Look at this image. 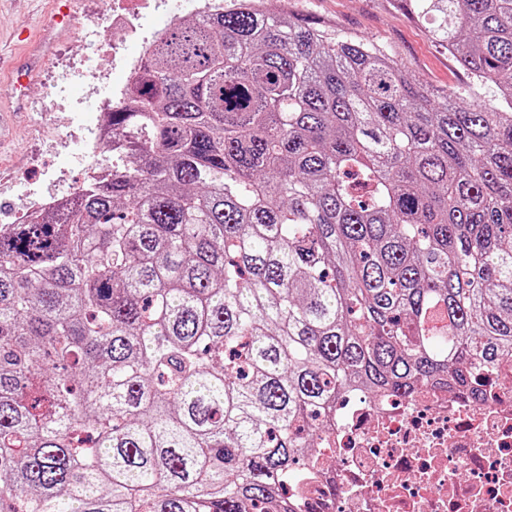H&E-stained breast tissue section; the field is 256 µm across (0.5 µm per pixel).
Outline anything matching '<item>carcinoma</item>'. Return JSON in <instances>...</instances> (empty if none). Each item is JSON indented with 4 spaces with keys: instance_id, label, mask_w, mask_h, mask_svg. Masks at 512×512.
<instances>
[{
    "instance_id": "carcinoma-1",
    "label": "carcinoma",
    "mask_w": 512,
    "mask_h": 512,
    "mask_svg": "<svg viewBox=\"0 0 512 512\" xmlns=\"http://www.w3.org/2000/svg\"><path fill=\"white\" fill-rule=\"evenodd\" d=\"M409 2L475 100L220 0L146 49L109 183L0 229V512H288L349 390L512 362V0Z\"/></svg>"
}]
</instances>
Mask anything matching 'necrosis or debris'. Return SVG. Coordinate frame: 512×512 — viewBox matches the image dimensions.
Listing matches in <instances>:
<instances>
[{
	"label": "necrosis or debris",
	"mask_w": 512,
	"mask_h": 512,
	"mask_svg": "<svg viewBox=\"0 0 512 512\" xmlns=\"http://www.w3.org/2000/svg\"><path fill=\"white\" fill-rule=\"evenodd\" d=\"M287 487L291 512H512V364L477 398L349 392Z\"/></svg>",
	"instance_id": "4bbe7bcc"
}]
</instances>
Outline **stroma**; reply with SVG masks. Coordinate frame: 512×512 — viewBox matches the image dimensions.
Wrapping results in <instances>:
<instances>
[{
  "label": "stroma",
  "mask_w": 512,
  "mask_h": 512,
  "mask_svg": "<svg viewBox=\"0 0 512 512\" xmlns=\"http://www.w3.org/2000/svg\"><path fill=\"white\" fill-rule=\"evenodd\" d=\"M135 21L136 34L112 33L101 45L84 44L81 34L52 31L53 0H12L0 8V37L28 30L33 38L11 51L20 64L43 40H50L33 81L25 90V109L6 100L8 74L0 72V113L12 126V137L0 145V224L12 221L14 205L40 196L73 193L87 177L89 162L107 164L111 156L87 158L80 137L68 130L91 126L100 103L121 96L126 81L123 61L142 56L144 38L165 27L171 13L194 18L198 0H149ZM288 11L322 25L364 35L393 47L412 78L443 90L470 85L447 50L435 45L428 27L417 21L405 0H287ZM41 108L39 125L29 119Z\"/></svg>",
  "instance_id": "35a3bbf8"
}]
</instances>
